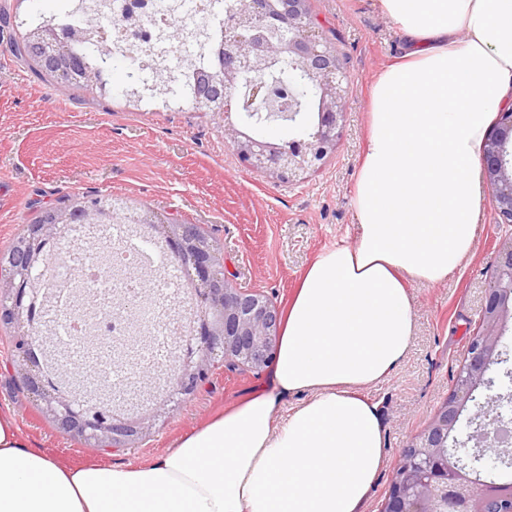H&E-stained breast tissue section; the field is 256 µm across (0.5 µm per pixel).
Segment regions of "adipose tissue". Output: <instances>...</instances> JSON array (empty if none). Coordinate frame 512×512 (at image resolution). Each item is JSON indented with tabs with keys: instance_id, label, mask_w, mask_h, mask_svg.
<instances>
[{
	"instance_id": "1",
	"label": "adipose tissue",
	"mask_w": 512,
	"mask_h": 512,
	"mask_svg": "<svg viewBox=\"0 0 512 512\" xmlns=\"http://www.w3.org/2000/svg\"><path fill=\"white\" fill-rule=\"evenodd\" d=\"M378 6L405 50L370 85L356 242L305 269L268 380L146 463L63 464L0 414V512H366L386 462L385 416L366 391L407 353L409 284L447 282L471 255L478 157L512 105V0Z\"/></svg>"
}]
</instances>
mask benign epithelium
I'll use <instances>...</instances> for the list:
<instances>
[{"label": "benign epithelium", "instance_id": "7a95c632", "mask_svg": "<svg viewBox=\"0 0 512 512\" xmlns=\"http://www.w3.org/2000/svg\"><path fill=\"white\" fill-rule=\"evenodd\" d=\"M271 5L272 0H234L224 22V68L208 74L206 87L195 96L194 108L224 118V138L244 164L280 182H291L336 151L346 114L348 79L336 51L315 33L309 0H278L279 20L272 24L273 37L258 40L256 31L266 22ZM90 33L105 38L104 27L96 23L86 28L70 27L69 38L80 42ZM25 44L38 65L56 75L62 84L82 86L98 77L95 70L73 67L52 26L29 31ZM284 58L295 79L288 81V101L273 104L268 93L274 84L282 82L273 72ZM308 101L317 113V122L283 143L251 136L228 120L231 113L238 112L252 126L256 125V116L266 125L278 120L295 123ZM481 161L485 180L492 188L494 211L501 223L511 224L512 110L499 113L485 139ZM72 205L83 209L85 224H99L107 215L114 224L124 220V215L90 205L79 195L73 197ZM133 222L156 225L172 264L194 285L189 334L168 345L175 359L169 388L182 392L189 384L203 382L218 355L230 366L253 370L267 367L274 358L280 323L276 306L259 293L243 292L230 285L217 245L198 225L160 224L153 215L141 212L133 216ZM70 231L69 215L63 210L27 234L20 267L0 276V295L6 297L0 319L17 329L15 363L22 383L58 428L96 446L121 448L142 437L146 417L158 416L168 400L136 417L120 416L108 406L71 395L63 387V377L45 369V363L29 352L38 333L40 289L35 281L57 258V244ZM128 316L135 335L116 344L119 350L133 349L142 339L151 340L146 335L142 310L130 311ZM510 320L512 239L497 252L480 312V327L468 347L457 389L399 460L384 512H512V481L481 480L477 470L449 447L467 403L475 400L474 392L492 386L487 373L501 361V339ZM500 401L499 397L487 399L483 411L495 429L503 422ZM477 438L480 449L474 460L501 458L490 432H479Z\"/></svg>", "mask_w": 512, "mask_h": 512}]
</instances>
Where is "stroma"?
<instances>
[{"mask_svg":"<svg viewBox=\"0 0 512 512\" xmlns=\"http://www.w3.org/2000/svg\"><path fill=\"white\" fill-rule=\"evenodd\" d=\"M316 27L348 74V108L335 153L296 181L277 182L239 161L221 118L187 102L127 95L120 52L104 89L38 80L12 43L43 21L65 17L63 0H0V250L35 213L64 195L112 194L142 203L162 222L196 224L216 242L234 288L263 293L284 308L307 265L336 243L355 242L351 193L365 148L369 85L404 42L375 0H310ZM512 238L484 187L472 255L448 282L413 284L415 329L390 378L371 388L386 416V464L368 512H382L402 451L453 391L499 247ZM13 344L0 328V413L20 437L61 462H146L183 434L223 413L264 382L266 372L216 366L208 381L152 420L124 449L90 447L61 432L11 367Z\"/></svg>","mask_w":512,"mask_h":512,"instance_id":"stroma-1","label":"stroma"}]
</instances>
